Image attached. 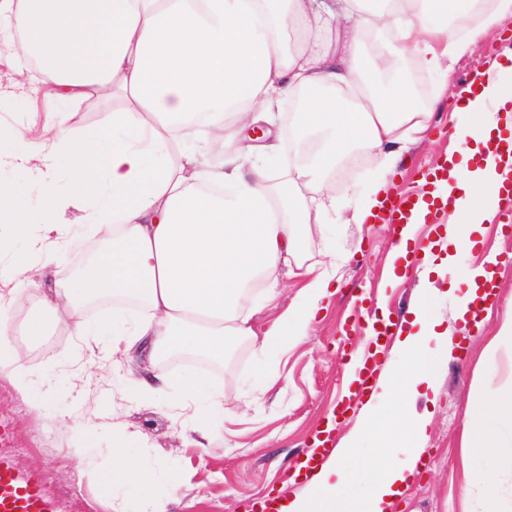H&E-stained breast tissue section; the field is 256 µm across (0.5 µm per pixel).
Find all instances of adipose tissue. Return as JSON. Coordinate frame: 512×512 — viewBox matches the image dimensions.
<instances>
[{
  "mask_svg": "<svg viewBox=\"0 0 512 512\" xmlns=\"http://www.w3.org/2000/svg\"><path fill=\"white\" fill-rule=\"evenodd\" d=\"M476 0H0V18L13 19L5 44L18 61L37 57L32 80L54 90V134L35 147L23 134H0V156L30 177L29 191L0 183V223L14 225L20 244L8 266L16 277L43 278L57 259L53 243L34 238L36 225L56 223L69 206L83 204L91 230L106 246L82 276L43 299V313L27 323L32 337L60 326L85 336H108L113 350L145 338L151 355L188 351L220 360L225 339L250 336V314L240 313L247 288L260 285L257 307L280 293V276L301 280L293 304L262 334L268 357L284 354L316 317L329 294V272L297 263L301 227L336 220V199L326 192L336 162L357 146L376 150L382 178L351 215L372 217L379 196L408 142L429 129L431 109L402 83L387 92L372 87L366 36L386 56L415 60L447 81L455 63L476 49L512 0H493L480 23L465 31L449 21L471 13ZM500 64L474 74L475 94L452 112L450 153L459 161L437 180L433 194L447 202V239L454 247L483 244L497 210L492 196L512 178V157L488 148L491 134L512 132V84ZM307 92L294 135L318 137L286 179L274 180L267 163L276 143H255L247 128L275 121L283 97ZM114 97L107 132L73 136L67 104ZM448 260L425 256L410 313L419 330L397 337L401 368L384 378L400 400L366 405L368 430L382 447L404 457L372 465L357 480L358 444L342 437L335 450L352 464L324 465L306 492L282 501L281 512H388L418 471L429 420L411 415L407 400L420 387L435 389L444 334L435 330L432 303L440 281L453 274ZM134 299L146 313L128 320L112 311L80 326L71 310L84 300ZM158 388L177 386L198 418L224 424V401L206 375H156ZM117 461L103 479L155 491L160 476L130 448L112 449Z\"/></svg>",
  "mask_w": 512,
  "mask_h": 512,
  "instance_id": "ef3b65f1",
  "label": "adipose tissue"
}]
</instances>
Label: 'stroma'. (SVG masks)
I'll return each mask as SVG.
<instances>
[{"instance_id": "stroma-1", "label": "stroma", "mask_w": 512, "mask_h": 512, "mask_svg": "<svg viewBox=\"0 0 512 512\" xmlns=\"http://www.w3.org/2000/svg\"><path fill=\"white\" fill-rule=\"evenodd\" d=\"M512 46V15L503 17L491 38L460 59L448 77L453 89H464L471 76L500 59ZM14 57L0 50V131H21L31 143L44 141V89L17 84ZM448 107L436 108L428 135L409 144L387 197L397 201L415 193L422 177L440 161L449 145ZM378 175V157L364 153L347 168H335L329 192L337 206L353 210ZM82 210L69 209L60 224L41 228L60 250L56 278L66 281L81 263L85 247L72 235ZM504 234V249L495 269L498 300L483 309L478 321H463L457 297L467 283L445 293L434 305L439 332L448 338L442 355L437 399L418 395L416 412H432L428 451L422 469L389 512H512V419L497 414L488 398L512 384V354L488 355L486 345L505 309L512 308V211L498 212L484 245L451 251L457 270L480 264L487 246ZM394 230L386 221L371 224H324L304 234L299 257L308 264L336 269L335 293L321 301L306 336L281 358L266 361L248 336L226 339L223 359L200 361L150 359L140 347L126 356L113 355L111 338L52 334L41 340L24 332L25 314H13L6 336L17 348V360L27 373L33 405L13 380L0 375V458L23 475L41 481L48 512H154L152 498L125 488L103 496L100 478L114 465L112 444L123 440L137 459L179 485L165 512H245L269 497L288 499L302 494L308 481L295 477L299 459L314 434L323 429L342 400L350 406L338 433H358L365 463L377 460L376 436L362 427L366 395L346 397V366L362 354L368 319L388 313L395 329L410 332L408 313L418 284L408 276L388 281ZM8 257L0 253V302L17 297L28 301L27 312L41 309L48 283L30 284L6 275ZM280 374L266 386L267 369ZM207 374L223 393L224 427L217 430L194 418L190 401L175 389L146 395L141 384L161 370ZM486 421L498 432V461L474 483L468 503L457 489L461 468L462 433L466 423Z\"/></svg>"}]
</instances>
